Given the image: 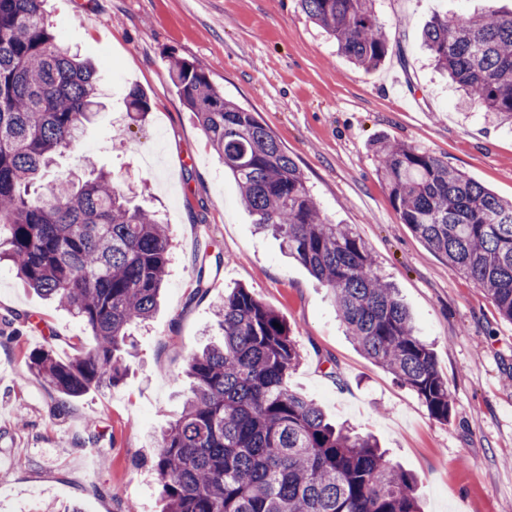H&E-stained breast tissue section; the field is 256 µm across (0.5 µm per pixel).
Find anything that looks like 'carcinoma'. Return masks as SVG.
<instances>
[{
	"mask_svg": "<svg viewBox=\"0 0 512 512\" xmlns=\"http://www.w3.org/2000/svg\"><path fill=\"white\" fill-rule=\"evenodd\" d=\"M42 2L0 0V262L92 332L95 345L67 361L50 346L29 355V370L70 398L126 375L129 328L157 308L170 238L110 174L50 175L94 113L98 78L48 29ZM298 2L354 64L371 70L384 61L389 45L374 0ZM423 39L471 101L512 126V9L437 15ZM167 76L259 229L280 237L331 291L357 348L448 423V381L365 242L328 221L280 139L225 98L203 63L173 58ZM150 112L147 96L130 90L126 117L143 122ZM372 149L402 223L512 321V202L413 146L380 137ZM214 312L222 334L189 358L190 395L147 460L166 512H424L415 477L375 438L331 424L288 386L301 354L280 312L242 286Z\"/></svg>",
	"mask_w": 512,
	"mask_h": 512,
	"instance_id": "cac0c4a2",
	"label": "carcinoma"
}]
</instances>
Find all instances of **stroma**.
Instances as JSON below:
<instances>
[{"label": "stroma", "instance_id": "stroma-1", "mask_svg": "<svg viewBox=\"0 0 512 512\" xmlns=\"http://www.w3.org/2000/svg\"><path fill=\"white\" fill-rule=\"evenodd\" d=\"M487 0H375L390 51L375 70L347 60L298 0H45L51 31L90 58L102 107L61 170L87 163L144 190L173 241L160 308L132 327L130 368L115 387L66 399L28 370L53 346L70 359L93 345L66 309L25 288L0 266V512L35 496L37 512H163L162 486L142 466L181 412L188 356L219 329L214 304L248 288L282 313L301 360L289 386L330 419L376 436L412 473L425 512H512V322L402 224L378 176L373 139L385 136L448 161L512 200V128L463 106L431 65L424 25L437 13L468 17ZM200 60L226 98L257 112L304 174L333 223L351 225L378 274L397 288L417 335L432 345L452 394L448 423L365 358L345 333L328 288L258 234L231 175L207 145L166 66ZM150 99L141 125H126L131 87ZM208 270L195 293V271ZM98 434L95 446L77 438ZM107 449L108 461L92 456Z\"/></svg>", "mask_w": 512, "mask_h": 512}]
</instances>
